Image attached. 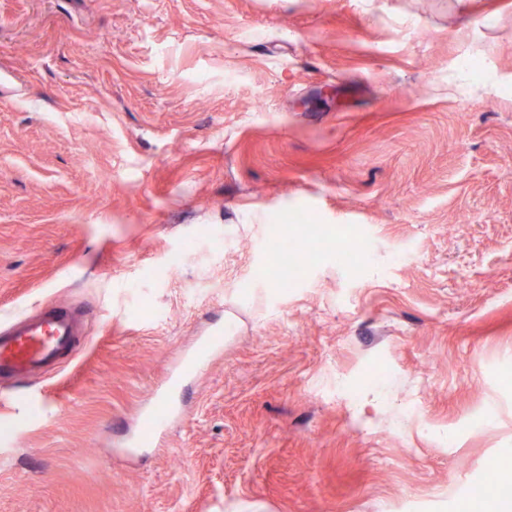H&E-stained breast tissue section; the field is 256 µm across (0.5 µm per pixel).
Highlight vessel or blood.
<instances>
[{
  "label": "vessel or blood",
  "instance_id": "obj_1",
  "mask_svg": "<svg viewBox=\"0 0 512 512\" xmlns=\"http://www.w3.org/2000/svg\"><path fill=\"white\" fill-rule=\"evenodd\" d=\"M84 333L83 312L74 307L50 306L36 315H25L7 323L0 330V385H16L72 357ZM223 348L222 333L199 337L194 350L142 411V427L132 437V447L152 445L166 434L179 415V382L202 373Z\"/></svg>",
  "mask_w": 512,
  "mask_h": 512
}]
</instances>
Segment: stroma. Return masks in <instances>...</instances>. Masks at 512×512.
Wrapping results in <instances>:
<instances>
[{
  "label": "stroma",
  "instance_id": "stroma-1",
  "mask_svg": "<svg viewBox=\"0 0 512 512\" xmlns=\"http://www.w3.org/2000/svg\"><path fill=\"white\" fill-rule=\"evenodd\" d=\"M50 302L0 512H512V0H0V325ZM224 329L197 340L194 350L180 363L164 388L154 396L152 402L141 412V430L132 437L130 446L141 448L152 445L171 428L179 415L177 388L188 376L202 373L210 362L223 352Z\"/></svg>",
  "mask_w": 512,
  "mask_h": 512
}]
</instances>
